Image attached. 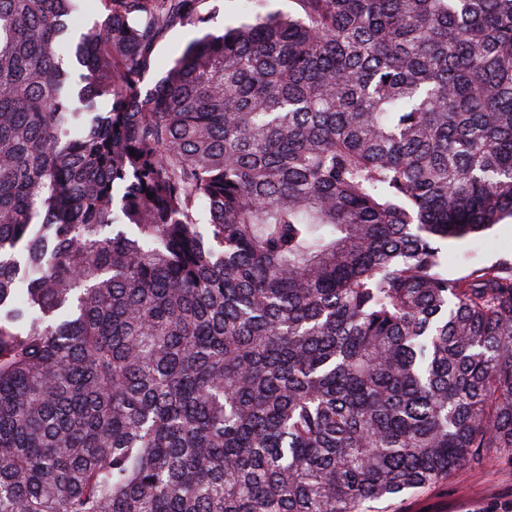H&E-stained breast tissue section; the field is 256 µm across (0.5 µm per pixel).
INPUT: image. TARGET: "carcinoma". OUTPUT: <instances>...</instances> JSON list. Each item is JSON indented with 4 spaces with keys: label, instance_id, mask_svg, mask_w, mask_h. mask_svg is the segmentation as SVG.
Here are the masks:
<instances>
[{
    "label": "carcinoma",
    "instance_id": "carcinoma-1",
    "mask_svg": "<svg viewBox=\"0 0 512 512\" xmlns=\"http://www.w3.org/2000/svg\"><path fill=\"white\" fill-rule=\"evenodd\" d=\"M244 2L145 91L206 0H0V512L512 461V259L440 247L512 220V0Z\"/></svg>",
    "mask_w": 512,
    "mask_h": 512
}]
</instances>
